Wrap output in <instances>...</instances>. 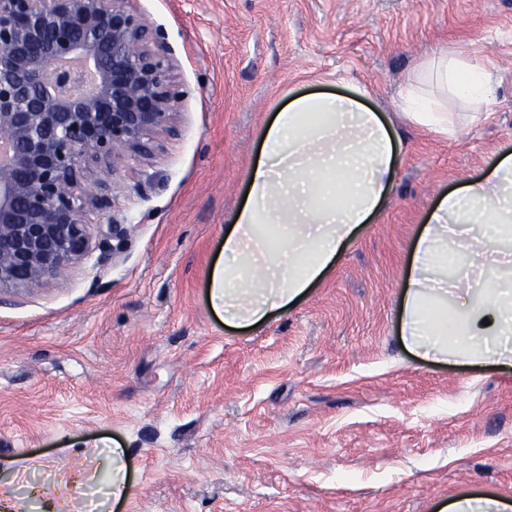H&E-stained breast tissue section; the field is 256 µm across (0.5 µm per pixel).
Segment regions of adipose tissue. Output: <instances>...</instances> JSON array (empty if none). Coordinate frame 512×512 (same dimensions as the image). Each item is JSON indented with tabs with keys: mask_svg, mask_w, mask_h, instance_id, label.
I'll return each mask as SVG.
<instances>
[{
	"mask_svg": "<svg viewBox=\"0 0 512 512\" xmlns=\"http://www.w3.org/2000/svg\"><path fill=\"white\" fill-rule=\"evenodd\" d=\"M369 96L362 87L295 93L266 125L212 271L210 303L225 324L249 329L296 305L380 211L398 140ZM452 96L492 109L493 70L465 51L441 50L405 78L394 107L452 140L461 132ZM461 253L470 265L449 276ZM489 269L512 270V154L442 196L422 224L401 303L405 348L437 362L512 368V289L485 279Z\"/></svg>",
	"mask_w": 512,
	"mask_h": 512,
	"instance_id": "1",
	"label": "adipose tissue"
}]
</instances>
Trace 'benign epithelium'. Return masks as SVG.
<instances>
[{
  "mask_svg": "<svg viewBox=\"0 0 512 512\" xmlns=\"http://www.w3.org/2000/svg\"><path fill=\"white\" fill-rule=\"evenodd\" d=\"M127 2L0 0V294L84 259L111 189H145L141 160L177 134L172 59ZM108 232L115 256L129 228Z\"/></svg>",
  "mask_w": 512,
  "mask_h": 512,
  "instance_id": "obj_1",
  "label": "benign epithelium"
}]
</instances>
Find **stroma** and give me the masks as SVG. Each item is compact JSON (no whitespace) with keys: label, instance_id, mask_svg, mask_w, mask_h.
Listing matches in <instances>:
<instances>
[{"label":"stroma","instance_id":"stroma-1","mask_svg":"<svg viewBox=\"0 0 512 512\" xmlns=\"http://www.w3.org/2000/svg\"><path fill=\"white\" fill-rule=\"evenodd\" d=\"M177 65L178 134L117 191L130 226L0 303V491L11 512H442L512 503V370L433 363L399 335L419 229L512 153V0H130ZM490 66L497 104L444 140L398 123L393 190L304 299L247 330L209 274L288 91L366 87L389 111L441 49ZM125 493L108 497L112 451ZM36 462V471L25 465ZM450 507L453 508L451 512H506L512 506L495 498H462L452 503Z\"/></svg>","mask_w":512,"mask_h":512}]
</instances>
